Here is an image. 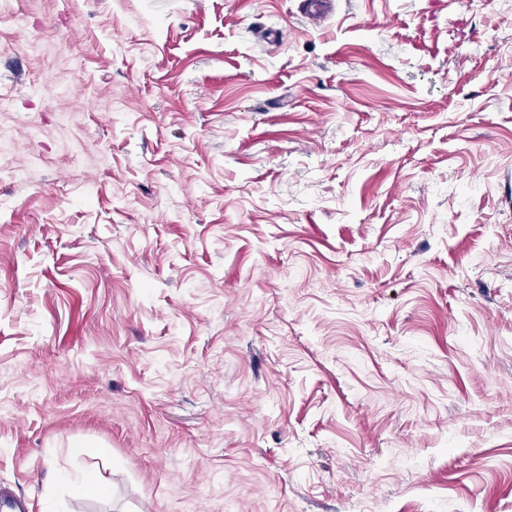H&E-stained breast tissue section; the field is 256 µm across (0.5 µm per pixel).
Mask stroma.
Masks as SVG:
<instances>
[{
    "label": "stroma",
    "instance_id": "stroma-1",
    "mask_svg": "<svg viewBox=\"0 0 512 512\" xmlns=\"http://www.w3.org/2000/svg\"><path fill=\"white\" fill-rule=\"evenodd\" d=\"M512 512V0H0V496Z\"/></svg>",
    "mask_w": 512,
    "mask_h": 512
}]
</instances>
